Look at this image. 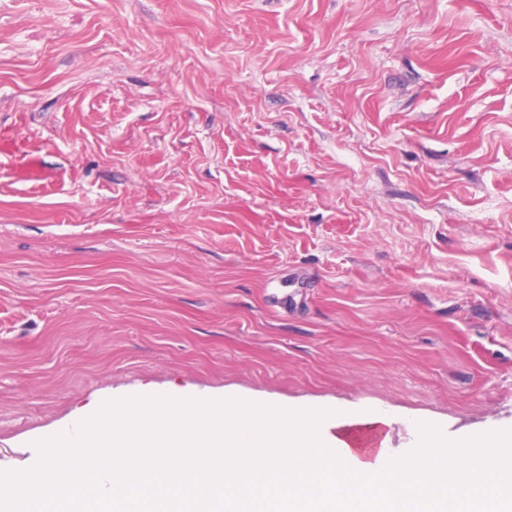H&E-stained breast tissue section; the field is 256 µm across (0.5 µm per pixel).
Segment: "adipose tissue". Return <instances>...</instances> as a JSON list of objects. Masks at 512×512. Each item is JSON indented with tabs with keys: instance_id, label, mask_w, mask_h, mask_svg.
<instances>
[{
	"instance_id": "adipose-tissue-1",
	"label": "adipose tissue",
	"mask_w": 512,
	"mask_h": 512,
	"mask_svg": "<svg viewBox=\"0 0 512 512\" xmlns=\"http://www.w3.org/2000/svg\"><path fill=\"white\" fill-rule=\"evenodd\" d=\"M381 412L233 395L107 396L0 473V512H512V434L427 432L403 458Z\"/></svg>"
}]
</instances>
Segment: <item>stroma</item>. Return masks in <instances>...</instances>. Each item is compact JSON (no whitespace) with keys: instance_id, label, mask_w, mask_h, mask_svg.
Masks as SVG:
<instances>
[{"instance_id":"35a3bbf8","label":"stroma","mask_w":512,"mask_h":512,"mask_svg":"<svg viewBox=\"0 0 512 512\" xmlns=\"http://www.w3.org/2000/svg\"><path fill=\"white\" fill-rule=\"evenodd\" d=\"M0 464L105 393L512 428V0H0ZM5 159L6 162H4ZM0 161L9 164L11 175L20 182H47L50 176L41 165L39 150L4 142L1 146Z\"/></svg>"}]
</instances>
